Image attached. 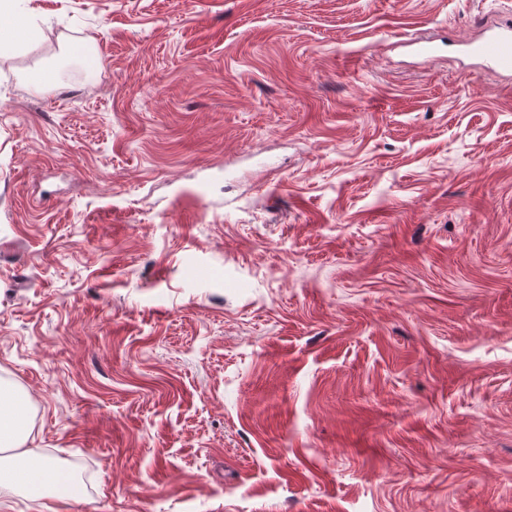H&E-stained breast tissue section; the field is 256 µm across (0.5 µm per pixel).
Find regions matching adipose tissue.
Wrapping results in <instances>:
<instances>
[{
	"mask_svg": "<svg viewBox=\"0 0 512 512\" xmlns=\"http://www.w3.org/2000/svg\"><path fill=\"white\" fill-rule=\"evenodd\" d=\"M30 434L24 397L0 382V450L10 452L0 461V488L25 487L37 493L63 489V470L51 459L34 458L25 450Z\"/></svg>",
	"mask_w": 512,
	"mask_h": 512,
	"instance_id": "ef3b65f1",
	"label": "adipose tissue"
}]
</instances>
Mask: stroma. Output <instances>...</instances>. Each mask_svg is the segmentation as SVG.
Segmentation results:
<instances>
[{
    "label": "stroma",
    "mask_w": 512,
    "mask_h": 512,
    "mask_svg": "<svg viewBox=\"0 0 512 512\" xmlns=\"http://www.w3.org/2000/svg\"><path fill=\"white\" fill-rule=\"evenodd\" d=\"M24 15L0 382L80 497L6 512H512V0ZM469 47L472 56L482 60L503 77L512 79V26L510 24H504L489 31Z\"/></svg>",
    "instance_id": "stroma-1"
}]
</instances>
